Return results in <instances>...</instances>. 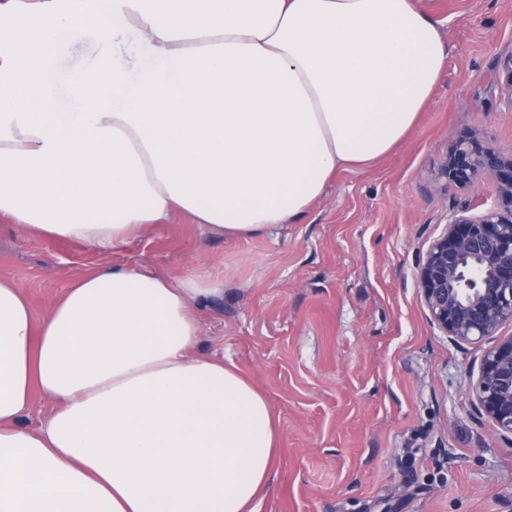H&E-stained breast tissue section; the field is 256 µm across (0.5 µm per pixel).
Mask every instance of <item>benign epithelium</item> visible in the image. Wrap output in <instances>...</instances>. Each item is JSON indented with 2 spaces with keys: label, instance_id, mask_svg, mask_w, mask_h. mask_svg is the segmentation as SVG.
Wrapping results in <instances>:
<instances>
[{
  "label": "benign epithelium",
  "instance_id": "7a95c632",
  "mask_svg": "<svg viewBox=\"0 0 512 512\" xmlns=\"http://www.w3.org/2000/svg\"><path fill=\"white\" fill-rule=\"evenodd\" d=\"M448 183L467 186L479 179L497 184V196L479 203L476 215L462 210L448 218L419 261L417 289L429 318L459 342L497 337L481 357L470 396L499 435L512 441V154L476 133L459 136L441 166Z\"/></svg>",
  "mask_w": 512,
  "mask_h": 512
}]
</instances>
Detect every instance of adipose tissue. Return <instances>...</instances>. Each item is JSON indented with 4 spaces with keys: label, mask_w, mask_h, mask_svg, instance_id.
Wrapping results in <instances>:
<instances>
[{
    "label": "adipose tissue",
    "mask_w": 512,
    "mask_h": 512,
    "mask_svg": "<svg viewBox=\"0 0 512 512\" xmlns=\"http://www.w3.org/2000/svg\"><path fill=\"white\" fill-rule=\"evenodd\" d=\"M448 53L415 0H0V220L99 250L178 215L273 232L407 136ZM223 293L103 266L40 315L0 278V512H256L279 429L199 350ZM55 402L44 395H37L30 406L25 422L29 427H37L40 422L51 414L55 408Z\"/></svg>",
    "instance_id": "ef3b65f1"
}]
</instances>
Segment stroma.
Instances as JSON below:
<instances>
[{
  "instance_id": "stroma-1",
  "label": "stroma",
  "mask_w": 512,
  "mask_h": 512,
  "mask_svg": "<svg viewBox=\"0 0 512 512\" xmlns=\"http://www.w3.org/2000/svg\"><path fill=\"white\" fill-rule=\"evenodd\" d=\"M419 2L445 23L442 82L391 153L337 172L299 222L220 238L179 217L106 251L0 222V276L40 313L101 263L223 282L201 312V350L231 361L279 421L258 512H512V444L468 394L488 344L444 336L416 284L449 215L496 196L492 181L440 177L449 144L476 132L512 151L500 78L512 0Z\"/></svg>"
}]
</instances>
